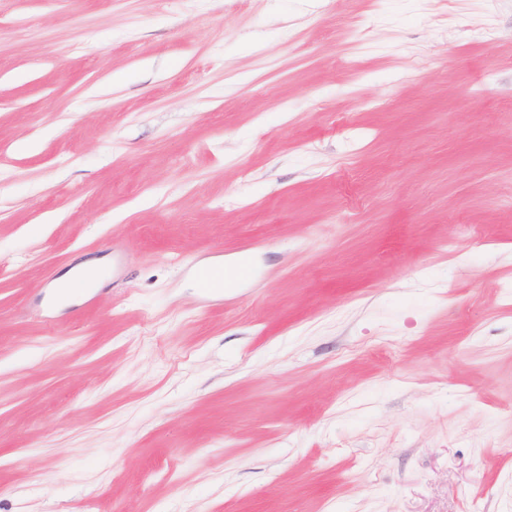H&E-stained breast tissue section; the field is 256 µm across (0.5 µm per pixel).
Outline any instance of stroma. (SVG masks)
Wrapping results in <instances>:
<instances>
[{
	"mask_svg": "<svg viewBox=\"0 0 512 512\" xmlns=\"http://www.w3.org/2000/svg\"><path fill=\"white\" fill-rule=\"evenodd\" d=\"M0 512H512V0H0ZM99 265L104 264L94 260L75 264L58 277L54 283V288H57L56 290L61 297L74 298L87 288H93L91 275Z\"/></svg>",
	"mask_w": 512,
	"mask_h": 512,
	"instance_id": "obj_1",
	"label": "stroma"
}]
</instances>
